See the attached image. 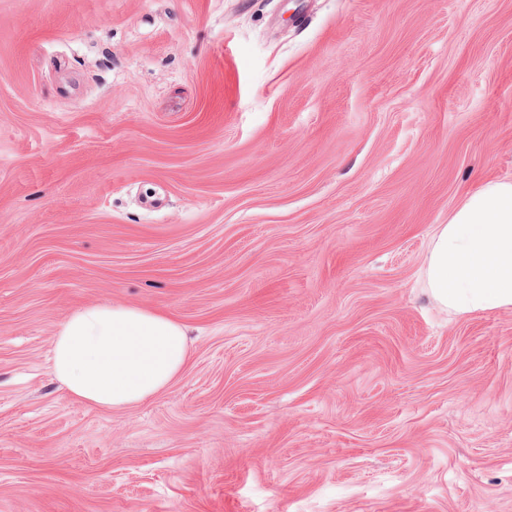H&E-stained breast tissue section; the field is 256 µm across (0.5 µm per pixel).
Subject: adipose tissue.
I'll return each mask as SVG.
<instances>
[{"mask_svg": "<svg viewBox=\"0 0 512 512\" xmlns=\"http://www.w3.org/2000/svg\"><path fill=\"white\" fill-rule=\"evenodd\" d=\"M420 275L450 315L512 308V180L484 182L462 198L436 225ZM51 347V372L69 396L113 410L167 389L189 358L181 323L123 304L75 309Z\"/></svg>", "mask_w": 512, "mask_h": 512, "instance_id": "1", "label": "adipose tissue"}]
</instances>
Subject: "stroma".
<instances>
[{
	"label": "stroma",
	"mask_w": 512,
	"mask_h": 512,
	"mask_svg": "<svg viewBox=\"0 0 512 512\" xmlns=\"http://www.w3.org/2000/svg\"><path fill=\"white\" fill-rule=\"evenodd\" d=\"M512 178V0H0V512H512V308L434 225ZM188 332L136 407L51 338ZM185 327L123 305L75 309L52 336L51 372L75 400L127 409L167 389L189 358Z\"/></svg>",
	"instance_id": "obj_1"
}]
</instances>
